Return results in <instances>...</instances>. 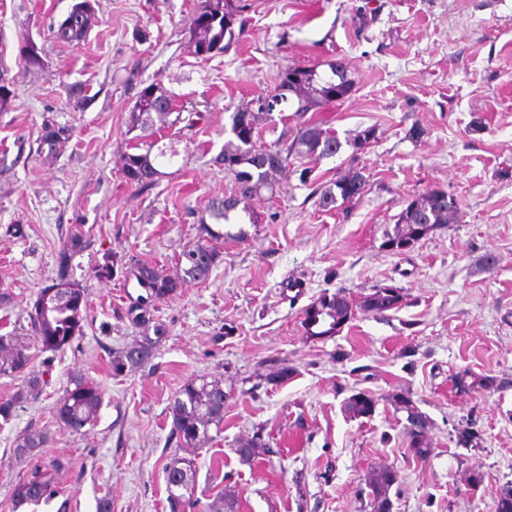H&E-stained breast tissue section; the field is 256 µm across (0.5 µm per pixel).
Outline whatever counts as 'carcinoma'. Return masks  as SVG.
Segmentation results:
<instances>
[{
  "instance_id": "obj_1",
  "label": "carcinoma",
  "mask_w": 512,
  "mask_h": 512,
  "mask_svg": "<svg viewBox=\"0 0 512 512\" xmlns=\"http://www.w3.org/2000/svg\"><path fill=\"white\" fill-rule=\"evenodd\" d=\"M243 6L234 0H198L189 19V34L194 52L204 59L212 57V52H224L235 40L234 25ZM88 9L79 13L74 20L62 22L57 30V39L62 42L81 41L89 30ZM331 75L323 76L315 66H290L279 76V82L270 95L287 103L296 101L294 116L301 118L308 112L343 101L349 97L354 83L347 71L334 64L329 65ZM173 98L163 87L151 84L142 88L136 97L130 113L129 131L137 132L133 137V153H125L121 159L126 182L138 188L148 187L163 175L151 159L153 149H158L157 157L176 155L174 149L157 148L155 121H166L172 115ZM272 119L270 112H254L250 108H239L231 115V130L241 126L257 127L262 118ZM282 130L272 149L280 156L275 162L260 160L259 152L263 145L251 143L240 136L224 144V152L218 161L224 164V171L231 174L236 188L224 199L211 202L209 211L216 220L229 223L234 218L240 204L261 195L274 193L277 175L285 170L291 160L308 158L319 160L339 153L342 144L360 149L375 138V129L366 128L353 137L341 142L330 130L313 122L303 121L292 127L285 116H280ZM61 127L46 121L37 137V150L53 154L62 144L59 137ZM367 179L361 171L350 170L337 178L321 195L320 204L338 208L359 199L365 192ZM457 210L456 200L442 189H430L408 203L397 215L393 232L386 233L383 247L394 253L411 249L435 229L452 223ZM85 248L81 233H71L64 244L57 277L52 284L39 290L31 314L33 336L45 352H61L71 345L75 337L83 333L87 320L89 299L86 288L70 279L68 260ZM218 253L206 242L198 241L184 250L180 258L184 265L173 276L160 274L151 264L129 257L123 266L130 270L137 285L141 288L137 298L126 309V317L135 326L154 323V335H144L135 346L115 354L111 360L112 373L120 375L128 368H136L147 363L154 354L160 340L166 335L165 326L153 321L151 309L170 296L185 280H203L208 277L216 264ZM118 259L106 250L97 260L96 273L101 279H110ZM404 301L403 289L393 285H376L363 294L357 302H352L340 292L323 294L306 309L303 320L305 333L312 338L333 336L354 316V309L376 315L399 309ZM31 356L23 346L0 349V374L22 373L30 367ZM453 386L462 393H482L495 388V380L476 376L468 371L453 376ZM73 387L56 404L58 422L65 428L80 433L94 424L102 404V393L97 384L76 376ZM224 386L219 379L206 377L188 379L169 406L172 417L171 438L177 440L184 456L174 457L165 467V480L169 512H187L196 504L194 499L197 472V450L210 442V430L221 433L224 425ZM397 410L406 414V436L410 451L422 458L431 453L426 439L429 426L427 415L410 398L398 396ZM376 401L364 394L350 396L344 403L348 417L369 418L375 413ZM46 438L40 434H27L18 440L15 452L29 453L43 446ZM264 446L261 434L243 441L236 453L243 460H249ZM396 479L384 470H371L366 475L372 512H391L390 489ZM56 494L53 489V475L49 472L20 478L13 487L12 497L15 506H38L49 502ZM496 512H512V482L496 488Z\"/></svg>"
}]
</instances>
